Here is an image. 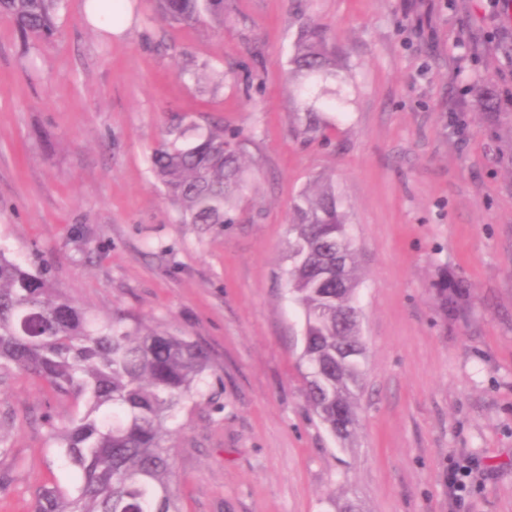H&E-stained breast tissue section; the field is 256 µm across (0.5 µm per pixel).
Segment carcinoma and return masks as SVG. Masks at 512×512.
<instances>
[{
  "mask_svg": "<svg viewBox=\"0 0 512 512\" xmlns=\"http://www.w3.org/2000/svg\"><path fill=\"white\" fill-rule=\"evenodd\" d=\"M154 18L174 24L208 20L224 28V0H148ZM65 0H0V13L37 40L57 32ZM343 66L328 29L303 23L293 43L286 80L302 97L305 131L328 128L324 112L344 111L334 85ZM185 116H174L153 149L155 178L184 224H233L245 188L244 143L224 135V123L203 133ZM293 267L288 291L303 309L307 400L323 424L343 440L356 428L354 388L362 362L336 363L346 347L365 348L359 326L343 325L337 312L355 301L358 282L353 239L331 184L319 182L293 205ZM345 250L344 287L323 282L319 271ZM32 375L59 397L83 402V412L55 435L58 453L76 478L70 493L43 486L34 512H182L175 494V451L167 445L172 419L186 398L213 371L210 352L187 336L150 327L138 318L98 319L48 276L28 270L0 249V373Z\"/></svg>",
  "mask_w": 512,
  "mask_h": 512,
  "instance_id": "1",
  "label": "carcinoma"
}]
</instances>
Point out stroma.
Segmentation results:
<instances>
[{
    "mask_svg": "<svg viewBox=\"0 0 512 512\" xmlns=\"http://www.w3.org/2000/svg\"><path fill=\"white\" fill-rule=\"evenodd\" d=\"M109 36L67 0L48 42L0 14V248L90 313L190 336L216 372L170 424L183 512H512V22L502 0H224V32L147 0ZM350 71L326 135L284 78L301 24ZM233 72L225 86L191 80ZM244 140L234 224H184L150 171L171 113ZM327 180L358 252L359 424L306 398L289 300L293 200ZM461 285L446 310L437 284ZM84 409L0 378V512L72 491L55 429ZM476 462L463 504L448 469Z\"/></svg>",
    "mask_w": 512,
    "mask_h": 512,
    "instance_id": "obj_1",
    "label": "stroma"
}]
</instances>
